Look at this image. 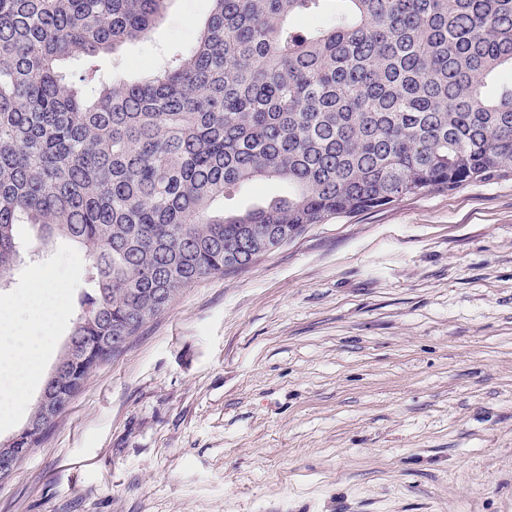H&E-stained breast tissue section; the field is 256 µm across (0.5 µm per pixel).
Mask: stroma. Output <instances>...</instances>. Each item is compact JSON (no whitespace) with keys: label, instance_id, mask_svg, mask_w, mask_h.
<instances>
[{"label":"stroma","instance_id":"stroma-1","mask_svg":"<svg viewBox=\"0 0 512 512\" xmlns=\"http://www.w3.org/2000/svg\"><path fill=\"white\" fill-rule=\"evenodd\" d=\"M211 9L169 0L99 63L141 80ZM82 265L55 239L0 301L50 282L74 299ZM0 512H512V174L310 225L185 289L86 380Z\"/></svg>","mask_w":512,"mask_h":512}]
</instances>
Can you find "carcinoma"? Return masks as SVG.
Masks as SVG:
<instances>
[{"instance_id":"obj_1","label":"carcinoma","mask_w":512,"mask_h":512,"mask_svg":"<svg viewBox=\"0 0 512 512\" xmlns=\"http://www.w3.org/2000/svg\"><path fill=\"white\" fill-rule=\"evenodd\" d=\"M169 0H0V287L76 243L89 290L24 427L36 447L112 337L288 232L512 173V0H211L151 79L93 60L147 36ZM298 15L322 18L304 31ZM67 58L89 62L73 78ZM284 195L225 201L260 181Z\"/></svg>"}]
</instances>
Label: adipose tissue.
Listing matches in <instances>:
<instances>
[{"label":"adipose tissue","instance_id":"adipose-tissue-1","mask_svg":"<svg viewBox=\"0 0 512 512\" xmlns=\"http://www.w3.org/2000/svg\"><path fill=\"white\" fill-rule=\"evenodd\" d=\"M65 296L64 285L35 292L26 301L29 313L39 317L41 328L31 332L14 319L15 305L0 304V374H5L10 384L0 388V410L7 412L22 398L28 389L29 379L45 347L44 332L50 329L61 311L59 302Z\"/></svg>","mask_w":512,"mask_h":512}]
</instances>
